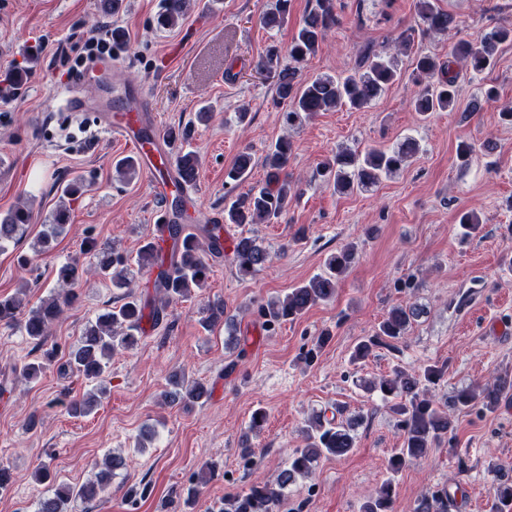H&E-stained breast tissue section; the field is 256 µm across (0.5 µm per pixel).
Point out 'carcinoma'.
<instances>
[{
    "label": "carcinoma",
    "mask_w": 512,
    "mask_h": 512,
    "mask_svg": "<svg viewBox=\"0 0 512 512\" xmlns=\"http://www.w3.org/2000/svg\"><path fill=\"white\" fill-rule=\"evenodd\" d=\"M189 0H162V11L157 24L174 28L188 13ZM291 0H276L273 8L260 17V24L269 32H277L288 22ZM417 27L402 32L396 42L397 52L389 55L378 52L366 57L360 70L341 77L320 75L312 80L302 78L299 65L316 54L325 42L327 32L339 24L334 0H312L310 9L294 34L288 48L270 46L257 64V70L276 79L274 104L284 108V123L290 128L301 126L319 112L347 105L352 109L368 108L396 81L403 72L398 56L410 55L415 34L445 33L454 23L447 11L436 6L434 0H416ZM512 42V28L493 29L481 41L473 44L460 40L448 51V61L420 54L412 58L411 81L418 87L412 105L419 116L426 119L434 112H451L459 98V67L480 75L491 67L499 46ZM423 151L421 143L406 136L395 147H371L362 153L342 149L332 159L320 163L317 173L336 192L347 194L368 190L391 176ZM294 152L292 140L283 136L266 153L264 184L237 195L224 204V223L207 224L202 228L207 243L188 231L186 224H162L160 228L181 241L178 258L171 261L155 250L153 241L139 249L135 264L156 272L155 298L143 300L131 290L129 258L107 245L89 242L87 251L94 259V271L108 279L111 287L119 291L122 303L99 312L89 321L76 347L68 353L66 363L59 366L62 374L75 370L96 384L94 390L70 406L75 414H88L105 393L103 378L110 360L119 348L129 349L138 343L144 319L160 327L167 320L171 304L185 297L190 288L205 286L211 264L209 259L220 256L216 237L226 224H267L279 219L292 198L293 185L288 179V164ZM174 164L184 184L196 180L199 159L192 150H180L174 155ZM253 169V155L245 149L239 153L227 171L224 185L232 188L247 180ZM32 212L23 208L9 210L0 216V250L18 243L32 222ZM67 213L55 214L54 223L45 225L37 240L38 252L48 251L49 244L60 236L66 226ZM458 223L463 236L474 237L482 231V220L474 211L459 215ZM269 250L254 236L241 235L233 240L231 262L242 276H251L269 263ZM356 251L345 245L324 260V271L309 281L291 288L282 298L258 307V317L267 332L287 320H295L310 308L333 299L344 273L355 263ZM84 269L76 260L61 264L56 271L61 292L24 310L17 295L0 296V323L19 322L29 338L42 343L48 337L50 325L77 300L76 288ZM420 309L413 303L398 304L379 323L375 333L360 340L353 348L351 361L366 359L376 348L397 350L395 341L405 336ZM444 369L436 365L423 369L395 367L393 376L367 385L390 403V409L402 416V448L388 460L387 468L393 475L402 471L407 462L425 457L429 448L454 431L452 416L443 412L430 395V388L443 376ZM170 389L164 398L170 404H202L208 400L211 389L203 382L189 380L183 374L170 376ZM512 394V373L504 371L484 387H464L455 392L449 407L456 411H474L479 415L493 413L503 398ZM355 445L350 427L335 418L317 414L303 430L302 446L293 450L288 466L272 480L253 484L248 492L224 500V512H279V506L288 486L300 478L312 476L318 461L325 457H342ZM107 471L99 480L79 487L59 484L52 495L42 498L37 512H63L73 499L91 501L103 494L112 472L123 465L116 456L105 458ZM394 496L393 479L379 486L376 495L368 498L361 512H391ZM448 491H427L418 499L416 512H447ZM493 512H512V478L501 475L493 486Z\"/></svg>",
    "instance_id": "carcinoma-1"
}]
</instances>
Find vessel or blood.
<instances>
[{
  "mask_svg": "<svg viewBox=\"0 0 512 512\" xmlns=\"http://www.w3.org/2000/svg\"><path fill=\"white\" fill-rule=\"evenodd\" d=\"M145 110L142 86L116 87L107 98L101 121L114 138L137 156L156 196L168 201L176 195L183 205H190L189 191L182 186L175 165L168 161L170 141L164 131L146 120Z\"/></svg>",
  "mask_w": 512,
  "mask_h": 512,
  "instance_id": "vessel-or-blood-1",
  "label": "vessel or blood"
}]
</instances>
